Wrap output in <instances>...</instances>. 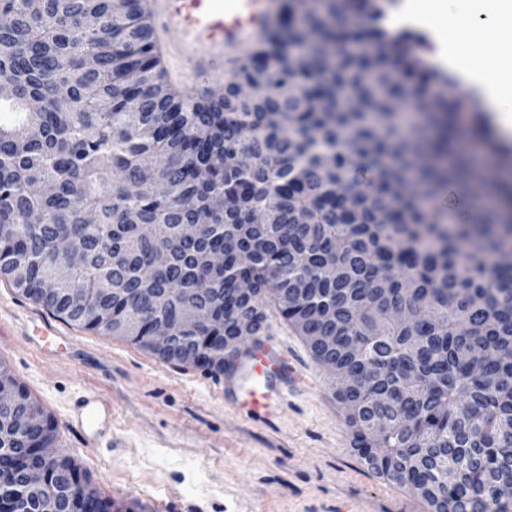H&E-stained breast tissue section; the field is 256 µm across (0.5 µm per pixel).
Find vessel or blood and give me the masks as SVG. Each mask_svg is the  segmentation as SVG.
<instances>
[{
    "label": "vessel or blood",
    "instance_id": "b4317fda",
    "mask_svg": "<svg viewBox=\"0 0 512 512\" xmlns=\"http://www.w3.org/2000/svg\"><path fill=\"white\" fill-rule=\"evenodd\" d=\"M155 20L176 30V49L162 47L163 60L177 58L199 86L223 75L248 44L271 28V0H148ZM300 378L287 348L274 335L260 337L224 367V395L255 418L279 415ZM85 447L112 430V408L96 395L80 396L68 417Z\"/></svg>",
    "mask_w": 512,
    "mask_h": 512
}]
</instances>
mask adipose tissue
<instances>
[{"label": "adipose tissue", "mask_w": 512, "mask_h": 512, "mask_svg": "<svg viewBox=\"0 0 512 512\" xmlns=\"http://www.w3.org/2000/svg\"><path fill=\"white\" fill-rule=\"evenodd\" d=\"M448 14V33L453 44L442 46L439 58L465 85L482 91L489 111L495 112L502 134H512V99L506 97L499 72L492 67H478L472 62L468 43L457 40L459 29L474 32L505 31L512 34V0H452Z\"/></svg>", "instance_id": "obj_1"}]
</instances>
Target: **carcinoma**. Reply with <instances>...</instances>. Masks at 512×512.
I'll return each mask as SVG.
<instances>
[{
    "mask_svg": "<svg viewBox=\"0 0 512 512\" xmlns=\"http://www.w3.org/2000/svg\"><path fill=\"white\" fill-rule=\"evenodd\" d=\"M385 11L384 0H327L324 17L281 0L223 94L198 100L163 75L145 0H40L35 11L0 0V110L13 114L0 124V277L66 322L215 371L277 313L335 366L334 395L371 470L433 512H512V217L439 220L450 184L486 189L462 154L453 171L436 165L464 141L452 114L479 107L430 95L443 77L409 33L386 31ZM352 13L371 21L351 28L366 47L333 55L351 34L336 22ZM244 84L261 93L242 95ZM346 95L361 110L343 108ZM405 99L421 122L402 131ZM184 224L202 231L187 240ZM73 252L68 283L44 293ZM402 307L438 320H392ZM192 308L208 320L187 321ZM160 325L173 328L163 350L151 344ZM406 375L416 388L403 394ZM0 384L19 393L0 410L9 498L56 424L2 364ZM32 409L40 424L15 434L8 422ZM45 484L52 500L31 499L30 512L115 505L68 456Z\"/></svg>",
    "mask_w": 512,
    "mask_h": 512,
    "instance_id": "obj_1",
    "label": "carcinoma"
}]
</instances>
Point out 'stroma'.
<instances>
[{"mask_svg":"<svg viewBox=\"0 0 512 512\" xmlns=\"http://www.w3.org/2000/svg\"><path fill=\"white\" fill-rule=\"evenodd\" d=\"M50 316L0 279V361L54 418L55 448L102 496L139 502L145 512H431L367 467L326 370L279 316L271 324L306 385L268 421L226 403L213 373L103 331L70 323L69 346L37 350L19 325ZM91 391L112 406V438L87 448L67 415Z\"/></svg>","mask_w":512,"mask_h":512,"instance_id":"obj_1","label":"stroma"}]
</instances>
